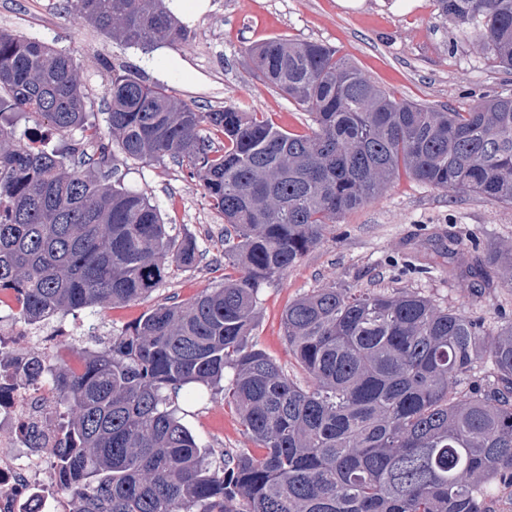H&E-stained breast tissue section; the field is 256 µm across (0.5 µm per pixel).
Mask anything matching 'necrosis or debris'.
I'll list each match as a JSON object with an SVG mask.
<instances>
[{
    "label": "necrosis or debris",
    "instance_id": "obj_1",
    "mask_svg": "<svg viewBox=\"0 0 512 512\" xmlns=\"http://www.w3.org/2000/svg\"><path fill=\"white\" fill-rule=\"evenodd\" d=\"M11 318L0 323V512H72L56 480V424L64 405L48 362L60 357L56 333L24 328L25 305L14 291L0 293ZM38 346L44 369L32 373L28 353ZM41 431L42 451H29L33 431Z\"/></svg>",
    "mask_w": 512,
    "mask_h": 512
}]
</instances>
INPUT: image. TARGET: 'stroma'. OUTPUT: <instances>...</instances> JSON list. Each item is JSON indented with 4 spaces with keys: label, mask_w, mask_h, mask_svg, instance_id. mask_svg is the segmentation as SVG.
<instances>
[{
    "label": "stroma",
    "mask_w": 512,
    "mask_h": 512,
    "mask_svg": "<svg viewBox=\"0 0 512 512\" xmlns=\"http://www.w3.org/2000/svg\"><path fill=\"white\" fill-rule=\"evenodd\" d=\"M191 36L179 46H129L107 36L71 8L68 0H0V29L51 44L75 60L90 125L106 129L111 73H131L144 83L164 86L175 101L199 111L229 105L258 112L279 127L305 131L308 117L295 102L265 85L250 68L247 48L281 35L336 47L381 89L435 108L467 111L472 94L511 93L512 73L492 66L452 24L440 17L434 0H209L188 22ZM18 137L44 132L46 150L64 164L73 158L66 145L81 131L56 132L31 113L14 117ZM116 179L145 193L165 223L192 235L200 252L191 269H171L149 297L93 309L101 336L130 326L155 305L175 296L186 301L224 280V219L197 180L172 159L118 157ZM456 240L465 255L473 242L512 250V207L470 193L449 194L400 175L374 200L329 225L321 243L284 274L264 281L252 340L288 375L306 377L288 351L282 314L308 291L336 286L353 290L409 288L436 304L465 311L495 325L499 313L512 314V283L506 271L484 265L481 292L449 276L430 239ZM186 427L220 460L224 450L245 449L261 456L223 393L187 388L178 398Z\"/></svg>",
    "instance_id": "1"
}]
</instances>
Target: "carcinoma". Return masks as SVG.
Wrapping results in <instances>:
<instances>
[{
	"instance_id": "carcinoma-1",
	"label": "carcinoma",
	"mask_w": 512,
	"mask_h": 512,
	"mask_svg": "<svg viewBox=\"0 0 512 512\" xmlns=\"http://www.w3.org/2000/svg\"><path fill=\"white\" fill-rule=\"evenodd\" d=\"M493 66L512 70V0H436ZM129 45L185 42L166 0H72ZM252 68L308 113L305 132L234 106L200 112L165 87L116 75L108 134L93 131L95 171L31 151L7 112L86 130L72 56L0 31V291L24 296L31 324L151 294L169 267L192 268L195 239L163 223L144 195L110 183L115 151L177 160L224 217V263L238 272L196 297L156 305L50 368L68 405L52 448L74 512H494L512 486V317L497 330L420 293L319 288L288 305V349L306 389L256 348L260 284L315 248L326 226L405 173L432 188L512 206V94L466 112L382 90L339 51L272 37ZM224 134L217 149L200 135ZM448 276L468 267L448 242ZM226 388L264 449L212 467L177 416L188 386Z\"/></svg>"
}]
</instances>
